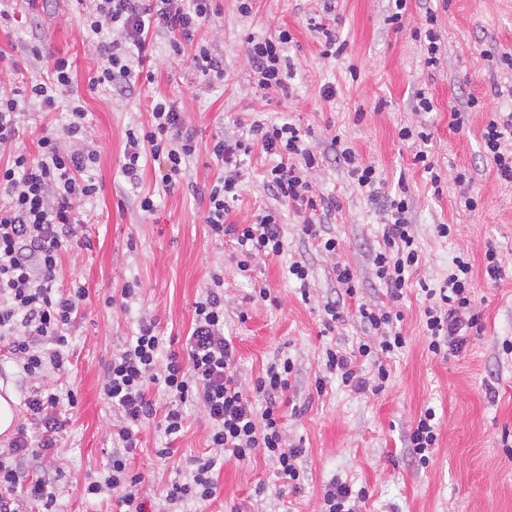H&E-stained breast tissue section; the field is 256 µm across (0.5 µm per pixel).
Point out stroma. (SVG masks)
<instances>
[{
  "label": "stroma",
  "mask_w": 512,
  "mask_h": 512,
  "mask_svg": "<svg viewBox=\"0 0 512 512\" xmlns=\"http://www.w3.org/2000/svg\"><path fill=\"white\" fill-rule=\"evenodd\" d=\"M218 13L211 24L184 41L174 54L170 37L153 36V82L140 83L123 100L90 80L102 64L82 37L83 10L76 0H34L17 4L13 18L0 22V51L16 63L0 79L23 87L45 78L53 60H69L78 94L87 112L89 143L98 151L91 170L100 186L80 209L78 236L82 248L63 254L59 288L79 279L88 292L68 331L66 371L46 372L41 382L59 393L74 391L77 404L67 410L68 423L57 436L60 451L27 464L29 475L49 477L57 512H120L119 491L85 494L112 459V424L117 417L100 395L105 367L113 352L138 332L141 317L154 319L160 335L185 338L194 303L212 273L224 276V333L236 348L243 382H250L281 354L293 360L297 376L288 398L294 410L287 416L288 436L301 442L298 460L305 480L296 492L281 493L267 462L255 456L242 463L223 462L216 498L205 509L188 505L186 512H319L325 486L333 480L368 486L372 496L357 504V512H512V455L502 436L512 432V355L502 349L512 339V184L499 180L482 153L481 134L490 110L512 111V96L498 88L512 87V71L498 68L491 55L512 52V0H408L402 28L387 17L390 0H336V34L346 48L340 58L323 56L314 23L324 21L320 0H255L250 16H242L236 0H214ZM437 16L441 62L424 63V47L413 32L426 11ZM288 29L293 37L288 54L297 65L282 94H268L250 78L245 53L247 35H272ZM209 43L224 61L223 80L205 85L189 66L196 45ZM333 97H324V89ZM433 100L429 112L416 111V94ZM175 102L185 124L199 141L216 134L234 138L252 122L296 124L309 133L321 163L312 179L317 194L332 197L339 207L326 233L341 243L337 258L322 254L314 240L300 231L301 217H282L287 250L283 256L253 262L249 273L237 267L228 241L208 233V198L203 190L223 170L207 152L188 158L175 184L163 187L151 158L142 161L138 185L122 171L128 129L147 123L153 97ZM481 109L466 106L468 97ZM26 122L14 151L35 153L44 126L62 128L68 104L42 112L26 104ZM461 113L462 127L453 115ZM424 126L428 149L443 181L432 187L428 174L414 165L415 148L398 136L400 127ZM346 139L361 161L374 163L384 178L377 198L361 192L347 167L329 150L334 136ZM276 159L261 145L247 156L246 175L227 219L236 224L276 208L264 185V175ZM468 170L470 193L478 207H461L462 190L451 176ZM406 192L410 218L423 260L417 281L437 286L454 256L470 254L474 264L475 308L483 330L470 336L457 356L440 358L429 352L421 331L424 294L408 290L396 303L403 314L406 347L385 362L390 370L386 388L359 393L343 386L324 369L327 348L349 350L369 340L370 332L356 312H349L334 330H326L323 305L336 297L335 261L355 271L365 303L390 306L376 277L373 255L382 242L381 225L389 196ZM152 195L157 208L143 212L139 197ZM455 231L437 237L435 225ZM503 259L500 279L489 280L483 266L486 243ZM309 268V299H302L288 264ZM137 282L138 295L127 309L107 306L125 283ZM269 288L268 301H253V286ZM326 377L324 392L315 380ZM434 408L439 422L438 444L427 466L414 462L407 435L421 411ZM208 425L199 410L187 412L185 429L167 441L156 425L142 434V446L131 461L144 476L154 512H165L166 490L185 481L194 457L209 454ZM172 447L169 456L160 448ZM264 493H257L258 485Z\"/></svg>",
  "instance_id": "obj_1"
}]
</instances>
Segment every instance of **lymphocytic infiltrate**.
Here are the masks:
<instances>
[{
    "label": "lymphocytic infiltrate",
    "instance_id": "f902f5d3",
    "mask_svg": "<svg viewBox=\"0 0 512 512\" xmlns=\"http://www.w3.org/2000/svg\"><path fill=\"white\" fill-rule=\"evenodd\" d=\"M215 11L212 0H87L83 16L84 37L102 58V66L92 78V86L111 88L125 97L134 87L136 76L149 70L148 52L153 33L170 37L173 52H180L181 39L211 22ZM289 30L272 36L248 35L246 54L250 77L260 89L285 90L293 77L294 64L287 48ZM37 99L43 110L55 109L59 99L69 102L70 120L63 130L45 129L38 140V152L30 156L13 152L26 114L22 101ZM146 125L128 130L123 173L138 182L140 161L151 156L163 170L161 182L172 185L183 171V163L199 150H207L224 169L210 188L205 222L212 236L229 238L239 257L237 266L248 272L252 261L278 257L286 250L281 209L289 207L304 213L302 232L316 239L325 255L336 260L337 299L326 302L324 322L333 328L342 320L347 302L357 304L358 315L377 333L376 342H360L356 350L327 349L325 368L343 385L359 391L380 392L390 372L384 355L401 350L406 338L398 324L401 312L361 302L358 277L349 264L338 261L340 243L322 235V219L336 211L334 201L316 195L312 171L320 163L305 134L291 123L256 122L247 137H223L199 147L188 132L174 102L153 99ZM86 113L73 91L67 59H55L46 79L25 88L0 85V147L9 149L0 164V341H7L9 352L30 387L22 404L29 415V426L19 427L0 454V512H18L17 490L41 501L45 512H52L46 480L27 481L24 463L40 452L55 448L54 438L65 422L57 416L59 406L76 405L74 392L59 395L40 385L46 369L65 371L68 359L63 353L66 332L86 297L84 286L56 289L62 254L74 251L80 241L76 213L81 203L96 196L99 186L87 171L96 153L87 144ZM485 155L493 162L499 180L512 183V113L497 112L485 124L482 135ZM260 143L278 162L266 172L265 186L280 206L255 215L247 224L227 223L230 199L236 198L243 177V156L253 143ZM331 147L338 163L348 166L353 178L369 197H376L383 183L376 166L359 162L355 150L341 137H333ZM409 198L397 194L388 198L383 216V245L375 252L376 277L391 299H401L411 285V276L421 264V248L409 219ZM422 331L428 349L437 356L459 355L470 336L483 325L475 310L473 264L468 254L455 256L448 276L436 288H425ZM370 362L372 377H365L362 362ZM295 365L288 355L278 356L255 379L242 387L235 361V347L224 334V277L212 274L208 286L194 303L192 331L182 349L169 347L159 335L153 319L139 322L138 333L113 353L103 375L101 394L116 412L112 426V460L101 479L89 482L87 494L102 495L122 490L121 504L126 512H148L143 494V478L130 469V459L140 442L145 424L157 421L166 437L177 438L185 424V406L199 407L208 423L211 453L196 458L189 481L172 484L165 500L171 508L186 502L200 505L212 501L218 490L215 468L221 454L238 461L263 455L271 464L282 487L299 489L304 478L297 466L303 450L290 443L283 422V407L292 387ZM171 398L164 417H157L153 393ZM261 398L254 408L253 398ZM434 409L421 412L407 436L408 447L420 465H427L439 437ZM35 434H28V427Z\"/></svg>",
    "mask_w": 512,
    "mask_h": 512
}]
</instances>
